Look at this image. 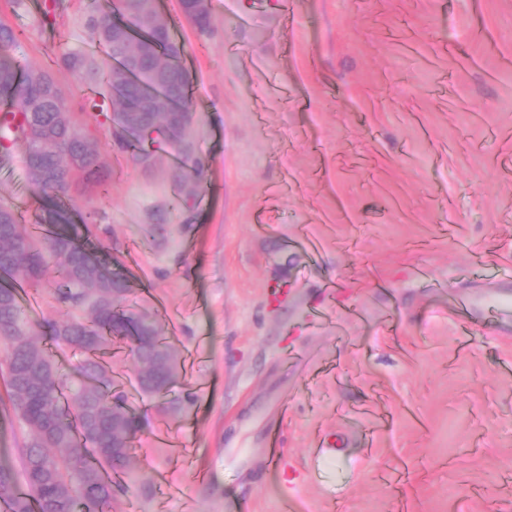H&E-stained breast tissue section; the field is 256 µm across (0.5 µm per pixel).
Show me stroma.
Here are the masks:
<instances>
[{
  "label": "stroma",
  "instance_id": "stroma-1",
  "mask_svg": "<svg viewBox=\"0 0 512 512\" xmlns=\"http://www.w3.org/2000/svg\"><path fill=\"white\" fill-rule=\"evenodd\" d=\"M111 2L0 0V24L100 156L105 188L72 186L64 231L178 358L158 397L126 340L104 345L144 421L112 512H512V314L450 305L512 296V0H210L205 32L157 0L204 163L178 206L174 153L133 162L86 105ZM1 203L30 229L49 209L21 149L0 153ZM55 280L30 322L76 317Z\"/></svg>",
  "mask_w": 512,
  "mask_h": 512
}]
</instances>
